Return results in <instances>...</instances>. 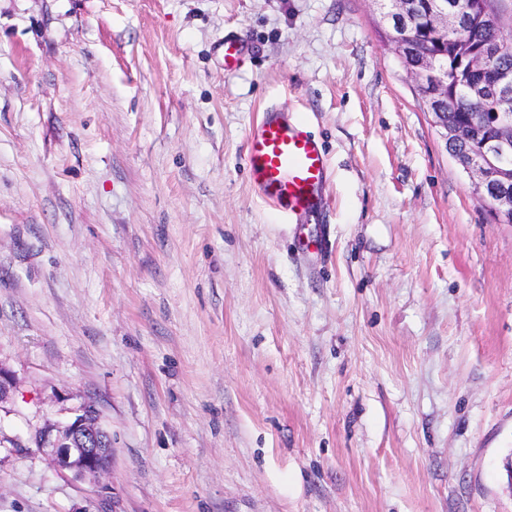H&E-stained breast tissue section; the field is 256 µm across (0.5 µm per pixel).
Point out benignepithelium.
Wrapping results in <instances>:
<instances>
[{
  "label": "benign epithelium",
  "instance_id": "benign-epithelium-1",
  "mask_svg": "<svg viewBox=\"0 0 512 512\" xmlns=\"http://www.w3.org/2000/svg\"><path fill=\"white\" fill-rule=\"evenodd\" d=\"M384 17L395 23L391 43L407 74L414 80L426 108L431 110L448 101V83L437 71L431 56L422 53L411 59L405 48L414 39V21L420 8L419 0H379ZM430 28L443 34L455 25L456 15L446 0H433L427 12ZM502 44L485 46L474 51L467 62L469 71L482 74L499 89L512 87V71L496 69L494 60L502 52ZM486 80V81H488ZM486 81L474 85L472 95L482 98ZM504 111L484 112L480 122L492 131V138L471 151L455 157L462 169L476 178V195L486 203L494 219L512 222V100L503 102ZM445 143L469 142L473 136L465 125L438 126ZM40 448L51 465L59 471L76 476L100 475L112 464V439L103 427L99 411L92 400L83 401L65 422L49 423L35 435Z\"/></svg>",
  "mask_w": 512,
  "mask_h": 512
}]
</instances>
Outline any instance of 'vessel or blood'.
Wrapping results in <instances>:
<instances>
[{"instance_id":"1","label":"vessel or blood","mask_w":512,"mask_h":512,"mask_svg":"<svg viewBox=\"0 0 512 512\" xmlns=\"http://www.w3.org/2000/svg\"><path fill=\"white\" fill-rule=\"evenodd\" d=\"M245 161L263 199L293 213L323 205L328 160L320 143L282 108H267L248 134Z\"/></svg>"}]
</instances>
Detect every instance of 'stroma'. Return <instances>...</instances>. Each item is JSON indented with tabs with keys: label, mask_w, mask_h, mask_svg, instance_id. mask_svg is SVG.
Instances as JSON below:
<instances>
[{
	"label": "stroma",
	"mask_w": 512,
	"mask_h": 512,
	"mask_svg": "<svg viewBox=\"0 0 512 512\" xmlns=\"http://www.w3.org/2000/svg\"><path fill=\"white\" fill-rule=\"evenodd\" d=\"M388 34L378 0H0V512H512V224ZM271 105L321 211L252 186ZM87 398L80 479L32 436ZM245 161L265 201L292 213L322 207L329 168L326 152L283 108L270 106L251 128Z\"/></svg>",
	"instance_id": "35a3bbf8"
}]
</instances>
